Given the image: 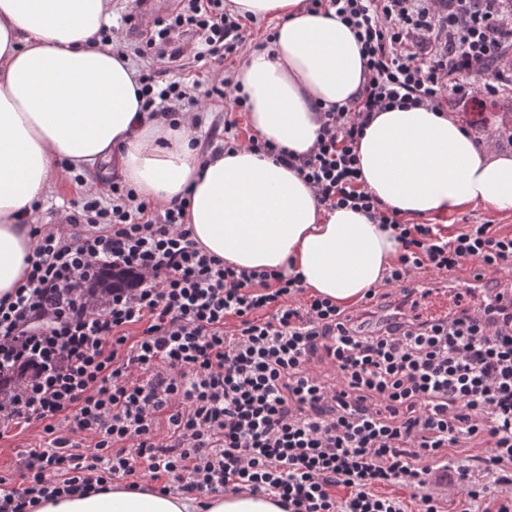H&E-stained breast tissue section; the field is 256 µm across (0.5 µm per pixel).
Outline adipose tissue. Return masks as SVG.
Segmentation results:
<instances>
[{"label": "adipose tissue", "mask_w": 512, "mask_h": 512, "mask_svg": "<svg viewBox=\"0 0 512 512\" xmlns=\"http://www.w3.org/2000/svg\"><path fill=\"white\" fill-rule=\"evenodd\" d=\"M232 12L275 21L269 49L244 54L232 79L259 138L298 154L319 114L348 105L364 81L359 43L305 0H229ZM111 0H0V296L32 252L20 218L64 163L116 170L163 206L190 194L186 222L206 251L243 268H294L311 292L341 305L381 283L399 244L360 212L319 206L294 169L248 147L200 163L192 114L169 127L141 112L135 71L98 41ZM367 191L406 217L480 206L512 211V152L476 145L459 119L428 105L378 113L358 144ZM37 512H283L273 500L220 494L202 509L179 495L113 483Z\"/></svg>", "instance_id": "ef3b65f1"}]
</instances>
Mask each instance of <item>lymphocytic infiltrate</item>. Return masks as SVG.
<instances>
[{"label":"lymphocytic infiltrate","instance_id":"1","mask_svg":"<svg viewBox=\"0 0 512 512\" xmlns=\"http://www.w3.org/2000/svg\"><path fill=\"white\" fill-rule=\"evenodd\" d=\"M361 46L365 82L323 112L303 155L248 136L235 121L213 153L240 146L297 170L319 205L390 229L400 250L354 306L307 293L299 275L207 253L186 199L165 206L113 176L85 190L60 227H30L24 281L0 297V438L35 427L20 483L0 476V512L107 491L144 467L160 490L203 500L271 498L286 512H512V232L493 224L402 221L368 192L356 146L377 113L437 112L512 91V0H309ZM142 111L177 126L186 106L230 98V78L163 79L183 56L217 68L246 43L224 0H178L143 24ZM482 268L479 291L447 314L418 313L411 282ZM119 284H112V277ZM411 493L402 499L395 488Z\"/></svg>","mask_w":512,"mask_h":512}]
</instances>
